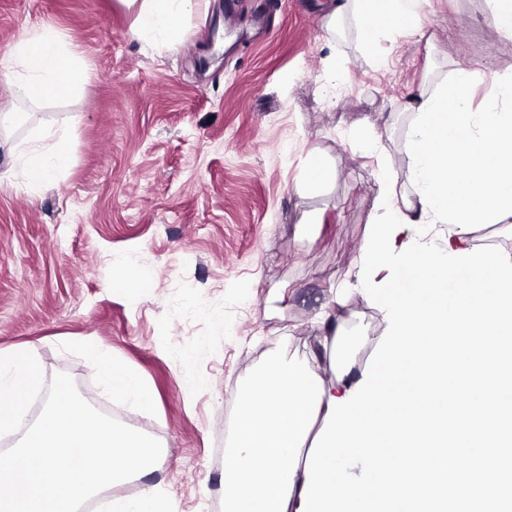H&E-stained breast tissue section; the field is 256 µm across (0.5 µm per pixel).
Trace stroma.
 I'll list each match as a JSON object with an SVG mask.
<instances>
[{"label":"stroma","mask_w":512,"mask_h":512,"mask_svg":"<svg viewBox=\"0 0 512 512\" xmlns=\"http://www.w3.org/2000/svg\"><path fill=\"white\" fill-rule=\"evenodd\" d=\"M328 0H209L175 41L133 34L118 0H0V56L42 29L71 43L83 79L30 99L0 81V348L41 369L25 425L54 375L159 439L152 472L112 494L166 492L174 512H224L223 450L236 392L272 358L306 360L324 381L367 373L387 331L360 274L378 214L382 163L397 201L415 200L411 106L458 68L476 70L471 111L512 74V38L490 0H429L413 35L366 42L352 14L325 28ZM219 57L199 61L207 46ZM337 74H330L329 63ZM66 134V171L39 188L8 148ZM329 170L306 192L311 157ZM129 261L151 288H115ZM331 303L342 340L321 345ZM91 339L133 367L151 406L112 394L80 348Z\"/></svg>","instance_id":"35a3bbf8"}]
</instances>
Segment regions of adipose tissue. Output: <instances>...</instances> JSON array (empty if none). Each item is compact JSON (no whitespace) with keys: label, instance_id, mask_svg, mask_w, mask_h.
I'll return each mask as SVG.
<instances>
[{"label":"adipose tissue","instance_id":"ef3b65f1","mask_svg":"<svg viewBox=\"0 0 512 512\" xmlns=\"http://www.w3.org/2000/svg\"><path fill=\"white\" fill-rule=\"evenodd\" d=\"M136 13L137 35L175 39L184 18L209 0H120ZM427 0H335V12H352L368 39L388 30L411 34L421 27ZM28 78L35 99L61 95L81 81L72 51L59 36L44 30L16 43L0 57V78L17 70ZM475 73L457 70L452 81L415 107L412 130L413 176L417 202L408 203L412 221L448 225L449 251L472 249L470 225L497 224L512 218V77H501L497 105L469 109ZM16 158L29 186L51 180L70 163V144L57 137L48 148L29 146ZM84 347L113 392L151 404L139 373L112 362L93 341ZM40 372L25 347L0 349V434L21 422L25 398ZM348 386L323 383L305 362H273L259 374L237 403L233 421L235 446L224 456L225 512H292L306 482L302 447L313 427L324 421L330 398H344Z\"/></svg>","mask_w":512,"mask_h":512}]
</instances>
